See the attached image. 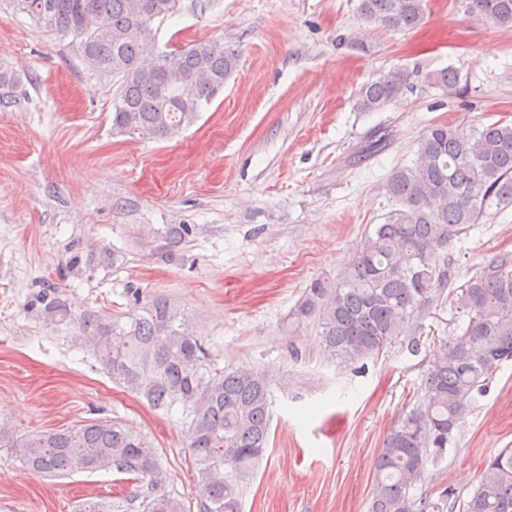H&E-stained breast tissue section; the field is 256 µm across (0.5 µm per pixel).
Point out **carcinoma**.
I'll return each mask as SVG.
<instances>
[{"label":"carcinoma","instance_id":"1","mask_svg":"<svg viewBox=\"0 0 512 512\" xmlns=\"http://www.w3.org/2000/svg\"><path fill=\"white\" fill-rule=\"evenodd\" d=\"M427 0H359L369 25L409 31L426 16ZM480 23L512 27V0H463ZM13 8L44 29L72 35L83 62L118 79L112 133L169 140L192 126L239 64V51L200 41L175 52L171 66L147 61L155 17L174 13L177 0H12ZM397 67L358 91V108L377 112L411 88ZM424 82L453 96L458 73H425ZM394 208L367 233L364 246L335 279H317L292 311L314 321L325 351L342 361L375 355L398 337L448 281V244L479 223L485 209L512 208V124L493 122L469 131L432 126L411 166L393 170L384 185ZM468 316L462 332L440 345L421 400L384 439L374 460L368 512H444L412 493L431 479L428 465L441 453L502 363L512 360V261L496 259L461 289ZM47 313L70 319L66 302L49 298ZM165 298L142 312L94 311L79 319L85 347L112 380L151 409L180 406L188 448L198 469L201 512H241L240 483L253 473L269 443L266 379L248 369L225 371ZM0 448L22 466L48 476L112 470L150 490L134 496L139 512H185L163 489L156 449L134 428L97 419L44 434L19 435L0 424ZM463 512H512V448L489 455Z\"/></svg>","mask_w":512,"mask_h":512}]
</instances>
